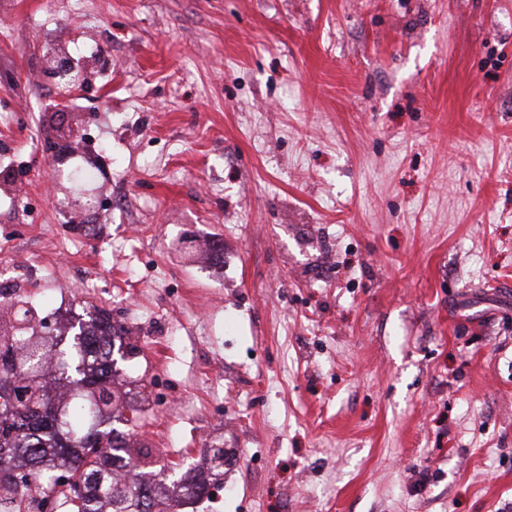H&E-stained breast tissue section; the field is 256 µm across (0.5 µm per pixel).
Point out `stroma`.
<instances>
[{
  "instance_id": "obj_1",
  "label": "stroma",
  "mask_w": 512,
  "mask_h": 512,
  "mask_svg": "<svg viewBox=\"0 0 512 512\" xmlns=\"http://www.w3.org/2000/svg\"><path fill=\"white\" fill-rule=\"evenodd\" d=\"M16 268L126 328L169 474L223 448L179 512H512V0H0ZM210 465L207 467L208 479H189L183 481L182 478L179 480H172L170 484L175 486L178 484L182 486V494L186 496L188 500H200L207 495V489L215 486L216 483L221 481L224 477V450L223 448H211L209 450Z\"/></svg>"
}]
</instances>
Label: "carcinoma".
<instances>
[{"label":"carcinoma","instance_id":"cac0c4a2","mask_svg":"<svg viewBox=\"0 0 512 512\" xmlns=\"http://www.w3.org/2000/svg\"><path fill=\"white\" fill-rule=\"evenodd\" d=\"M15 323L0 325V449L24 448L0 466V512H32L22 498L42 487L38 512H173L164 468L141 469L132 442L138 410H117L115 340L121 329L105 309L86 302L67 343L43 336L37 310L14 290ZM106 422L108 429H100ZM208 477L171 484L200 500L224 477V449L209 450Z\"/></svg>","mask_w":512,"mask_h":512}]
</instances>
